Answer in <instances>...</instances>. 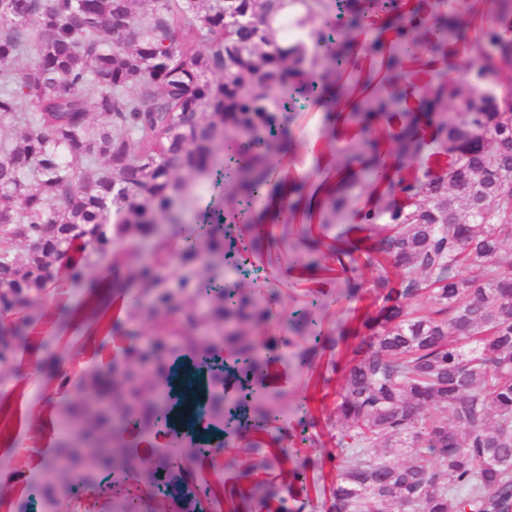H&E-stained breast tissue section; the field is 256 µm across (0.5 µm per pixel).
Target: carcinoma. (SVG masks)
Instances as JSON below:
<instances>
[{"label":"carcinoma","instance_id":"1","mask_svg":"<svg viewBox=\"0 0 512 512\" xmlns=\"http://www.w3.org/2000/svg\"><path fill=\"white\" fill-rule=\"evenodd\" d=\"M298 2L314 24L312 43L285 53L268 29L283 0H0V126L20 127L0 143V310L26 311L0 322V364L28 343L33 310L76 241L121 269L126 256L116 244L183 225L179 208L206 180L230 185L240 214L250 216L291 112L322 101L337 113L322 131L336 165L316 213L296 200L288 217L301 212L329 226L352 211L359 224L349 231L370 232L364 250L340 239L328 245L338 269L325 271L345 275L350 301L364 288L358 253L400 270L394 280L377 277L382 304L359 316L355 333L366 336L341 368L334 512H512V93L454 80L437 64L409 104L403 81L412 53L444 60L459 40L448 0L407 9L401 0H357L358 10L352 0ZM381 16L388 43L369 24ZM356 40L381 59L378 79L350 81ZM24 54L31 63L19 69ZM476 54L490 85L512 72V0H499ZM93 112L101 122H90ZM379 121L393 128L388 148L374 134ZM433 143L437 170L413 172ZM16 241L27 249L14 251ZM205 252L224 257L219 215L179 236L172 257L186 271L178 285L163 272L166 255L118 279L135 322L125 335H138L140 323L151 335L107 370L79 374L112 405L62 408L57 452L36 490L98 462L157 487L162 465L140 460L122 432H112L109 448L99 447V434L109 421L143 433L168 421L163 365L178 352L213 359L231 344L246 384H257L253 434L279 418L284 394L265 390L272 349L257 334L278 295L260 303L241 294L212 263V275L199 280ZM293 356L311 369L317 346ZM152 369L148 402L136 383ZM224 405V377L216 376L209 417L223 420ZM249 453L252 471L282 467L261 441ZM304 480L294 468L282 485L259 480L241 498L307 512Z\"/></svg>","mask_w":512,"mask_h":512}]
</instances>
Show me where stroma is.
Returning a JSON list of instances; mask_svg holds the SVG:
<instances>
[{"label": "stroma", "mask_w": 512, "mask_h": 512, "mask_svg": "<svg viewBox=\"0 0 512 512\" xmlns=\"http://www.w3.org/2000/svg\"><path fill=\"white\" fill-rule=\"evenodd\" d=\"M496 11V0H457L452 16L459 23L463 38L448 50L449 76L476 83L479 65L471 45ZM326 124L321 106L309 104L294 113L289 128L294 181L311 182L323 176L324 169L317 158L327 151L320 136ZM267 226L268 237L249 253L241 270L228 272L227 279L257 297L270 288L278 293L279 302L264 324V338L279 354L269 368L266 382L269 388L286 393L289 405L280 420L271 424L266 440L270 447L285 450L289 468L305 467L313 512H330L334 481L330 456L341 439L340 428L330 416L342 383L334 365L351 356L345 346H333L332 341L341 330L353 327L356 309L378 308L379 291L374 286L377 272L374 267L360 266L357 277L364 284L362 300L355 304L342 300L343 281L323 272L329 263L325 245L342 232V225L323 229L324 244L312 252L320 269L307 276L289 263L293 250L307 249L303 221L284 223L274 218ZM38 310L41 318L30 328L29 343L11 364L0 365V416H5L8 427L0 437V486H6L11 493L29 468L41 465L56 451L57 439L52 430L35 431L28 425L27 407L41 404L47 395L60 389L70 401L88 399V392L77 382L78 374L88 368L107 367L120 359L131 343L124 334L127 315L120 305L112 307L111 328L100 329L95 336L75 334L60 298L49 297ZM304 311L311 313L314 323L304 336H293L288 320ZM318 333L330 344L320 351L316 371L298 369L293 359L295 346H311ZM47 338L52 341L48 349L43 346ZM244 424V417H236L225 423L223 433L215 435V443L224 447L217 461L187 466L176 458L170 466V476L179 477L181 482L216 486L217 498L210 503L209 512H234L239 505L234 492L244 481L237 458L253 437ZM125 505L124 479L113 478L111 470L105 469L93 488H79L61 498L59 512H124Z\"/></svg>", "instance_id": "stroma-1"}]
</instances>
